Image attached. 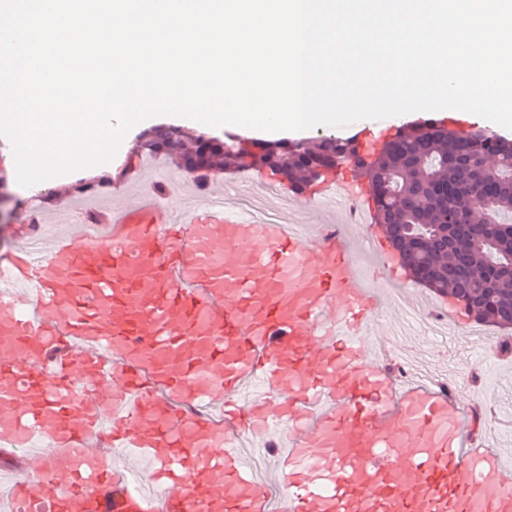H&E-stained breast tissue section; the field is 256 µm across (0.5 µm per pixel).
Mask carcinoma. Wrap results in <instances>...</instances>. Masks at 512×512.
Wrapping results in <instances>:
<instances>
[{"label":"carcinoma","instance_id":"cac0c4a2","mask_svg":"<svg viewBox=\"0 0 512 512\" xmlns=\"http://www.w3.org/2000/svg\"><path fill=\"white\" fill-rule=\"evenodd\" d=\"M150 146L138 156L178 154L197 189L213 174L269 167L292 187L305 185L309 167L342 146L328 140L259 142L244 137L234 151L203 155L200 135L172 124L150 130ZM502 137L479 127L448 138L445 127L408 125L385 141L371 164L356 162L371 184L375 223L401 265L435 293L464 304L476 321L512 327V149ZM494 169L477 180L487 154ZM454 223L446 222L448 216Z\"/></svg>","mask_w":512,"mask_h":512}]
</instances>
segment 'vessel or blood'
<instances>
[{"mask_svg":"<svg viewBox=\"0 0 512 512\" xmlns=\"http://www.w3.org/2000/svg\"><path fill=\"white\" fill-rule=\"evenodd\" d=\"M394 128L368 119L359 143ZM149 172L0 255V505L54 512H512V450L467 395L381 361L397 308L332 181L306 223Z\"/></svg>","mask_w":512,"mask_h":512,"instance_id":"obj_1","label":"vessel or blood"}]
</instances>
